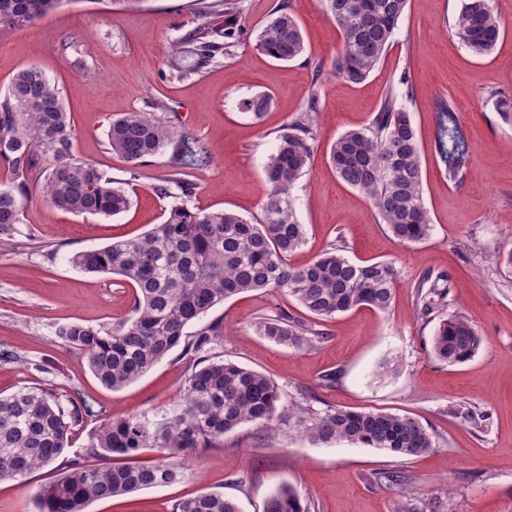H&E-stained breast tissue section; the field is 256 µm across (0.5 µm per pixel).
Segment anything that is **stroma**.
Wrapping results in <instances>:
<instances>
[{
  "mask_svg": "<svg viewBox=\"0 0 512 512\" xmlns=\"http://www.w3.org/2000/svg\"><path fill=\"white\" fill-rule=\"evenodd\" d=\"M299 21L306 51L283 64L260 53L255 37L280 5ZM463 0H410L380 66L354 84L334 75L342 42L321 0H242L244 34L231 55L198 74L177 78L171 46L200 19L192 0H144L132 11L116 0H63L32 26L0 35V97L15 73L39 66L56 84L74 125L73 153L114 178L127 164L112 153L113 117L146 112L205 143L211 159L192 172L188 204L231 209L260 218L264 167L277 132L316 99L314 158L292 190L306 241L292 253L299 266L330 245L357 263L391 261L399 282L387 311L357 308L326 320L323 340L303 348L281 345L255 328L280 313L309 322L308 313L280 291L239 294L212 309L224 333L212 353L263 373L281 392V407L310 411L380 410L412 417L432 434L427 453L404 458L349 443L314 444L287 425H251L195 455L183 481L90 503L86 512H172L201 493L235 499L240 512H263L269 496L292 486L310 512H512V124L494 110L493 92L512 94V0H490L504 35L492 53L473 55L453 25ZM408 75L411 114L421 148L423 196L430 236L405 244L378 223L369 201L342 182L328 163L343 132L368 125L386 91ZM257 93L271 104L261 119L240 103ZM454 103L469 146L461 186L449 183L435 149L436 106ZM171 170L169 153L151 158L131 181L130 209L114 217L76 215L32 193L22 208L17 246H0V393L39 384L61 402L81 398L94 417L69 436L65 458L79 454L107 419L169 408L181 394L192 362L172 352L125 388L112 391L92 375L86 358L64 346L60 327L81 322L109 330L132 315L133 290L121 277H91L71 256L142 235L161 223L171 204L154 187ZM447 272L448 306L424 320L413 283ZM466 315L482 338L474 358L449 366L430 353L443 318ZM336 374L326 384L325 374ZM59 464L26 483L0 482V512H36L37 487L56 478Z\"/></svg>",
  "mask_w": 512,
  "mask_h": 512,
  "instance_id": "35a3bbf8",
  "label": "stroma"
}]
</instances>
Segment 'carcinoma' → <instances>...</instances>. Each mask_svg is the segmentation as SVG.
Masks as SVG:
<instances>
[{"mask_svg": "<svg viewBox=\"0 0 512 512\" xmlns=\"http://www.w3.org/2000/svg\"><path fill=\"white\" fill-rule=\"evenodd\" d=\"M63 0H0V33L32 25L55 11ZM203 22L172 45L173 69L188 76L227 54L242 35L240 0H196ZM343 44L333 68L351 83L366 80L384 60L409 0H322ZM461 42L475 55L489 54L503 36L502 23L489 0H464L454 23ZM256 47L281 62L305 52L302 30L294 16L277 9L257 36ZM389 91L369 126L352 129L332 144L330 163L338 177L370 202L378 222L403 243L431 233L422 189L420 145L403 101L412 97L408 78ZM271 104L267 94L242 102L255 117ZM494 108L512 122V96L494 93ZM436 150L448 182L464 181L469 147L451 103L438 105ZM74 129L60 91L36 66L19 70L0 99V162L14 175L0 187V243L15 242L22 201L30 195L29 178H42L39 193L51 206L73 214L105 217L126 212L131 197L124 183L96 164L72 154ZM278 147L265 166L267 191L262 217L254 222L226 209L195 210L185 203L193 183L191 171L210 162L207 146L144 112L112 119L108 144L129 165L130 179L158 152L171 150L172 171L155 186L164 197L172 188L184 200L173 203L166 219L142 236L84 250L71 257L81 272L124 278L135 290L134 316L111 330L79 322L59 330L63 344L82 353L102 385L120 390L135 382L175 348L193 360L181 401L150 418L114 416L92 433L83 454L63 461L62 472L34 496L37 512H85L96 500L179 482L187 456L212 448L224 434L252 424L270 427L282 421L280 391L264 374L210 355L222 336L211 323L195 334L187 327L215 306L246 292L282 290L315 319L305 325L277 315L256 324L257 331L278 343L302 348L323 337L319 322L338 313L368 306L386 311L399 271L392 262L359 264L340 247L294 266L288 257L305 241L290 191L310 167L315 132L308 115L282 129ZM416 302L427 318L448 305L445 272L423 274L415 283ZM481 337L471 321L457 312L438 324L430 341L434 358L448 365L469 361ZM94 415L93 406L69 400L61 404L49 388L23 387L0 395V481L25 482L57 461L68 447L71 429ZM288 425L314 444L348 442L379 448L398 457L423 454L435 447L432 435L417 420L383 411L328 409L312 414L299 405L288 409ZM157 451L149 465L128 459L141 450ZM112 459L110 465L96 463ZM173 512H239L236 501L219 493H202L178 501ZM264 512H309L296 491L283 485L266 501Z\"/></svg>", "mask_w": 512, "mask_h": 512, "instance_id": "carcinoma-1", "label": "carcinoma"}]
</instances>
